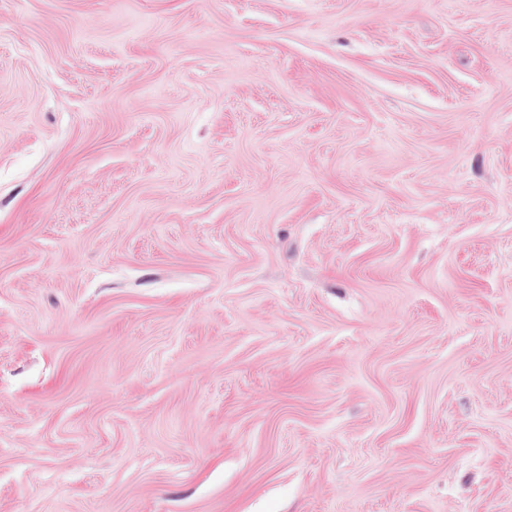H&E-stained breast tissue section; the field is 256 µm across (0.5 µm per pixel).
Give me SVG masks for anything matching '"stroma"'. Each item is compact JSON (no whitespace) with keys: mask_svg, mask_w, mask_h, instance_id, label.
I'll return each mask as SVG.
<instances>
[{"mask_svg":"<svg viewBox=\"0 0 512 512\" xmlns=\"http://www.w3.org/2000/svg\"><path fill=\"white\" fill-rule=\"evenodd\" d=\"M0 512H512V0H0Z\"/></svg>","mask_w":512,"mask_h":512,"instance_id":"stroma-1","label":"stroma"}]
</instances>
